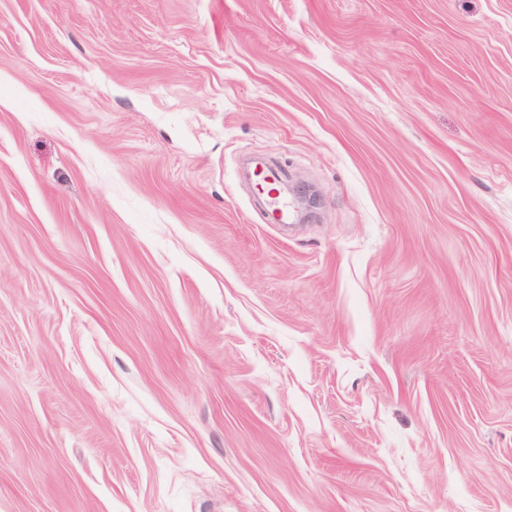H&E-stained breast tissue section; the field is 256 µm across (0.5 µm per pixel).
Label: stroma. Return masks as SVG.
Listing matches in <instances>:
<instances>
[{
	"mask_svg": "<svg viewBox=\"0 0 512 512\" xmlns=\"http://www.w3.org/2000/svg\"><path fill=\"white\" fill-rule=\"evenodd\" d=\"M0 512H512V0H0Z\"/></svg>",
	"mask_w": 512,
	"mask_h": 512,
	"instance_id": "obj_1",
	"label": "stroma"
}]
</instances>
